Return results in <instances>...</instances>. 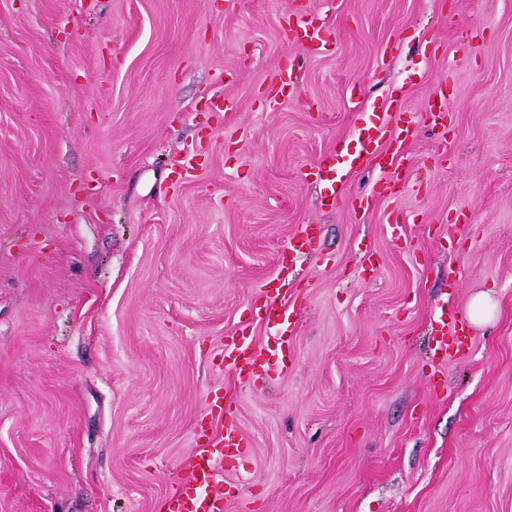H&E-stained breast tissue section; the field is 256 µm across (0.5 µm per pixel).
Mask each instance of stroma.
<instances>
[{
  "label": "stroma",
  "mask_w": 512,
  "mask_h": 512,
  "mask_svg": "<svg viewBox=\"0 0 512 512\" xmlns=\"http://www.w3.org/2000/svg\"><path fill=\"white\" fill-rule=\"evenodd\" d=\"M289 1L0 0V512H158L200 424L224 512H512V0H293L319 57ZM377 113L395 192L326 197ZM278 288L288 368L239 382ZM294 33L296 44L309 54H319L328 49V42L323 39L321 31L314 26L313 21L300 18ZM261 311V320H267L268 323L271 321H277L279 325L285 326L288 324L285 329L283 330V327H281V336H285L286 333L290 332L288 331V328L291 327L292 323L290 322L292 314L295 312V308H292L290 306H286L285 304L277 305L275 302L270 303L267 307L260 309ZM257 354L248 341L231 338L225 343V361L237 372L240 379L255 375Z\"/></svg>",
  "instance_id": "stroma-1"
}]
</instances>
